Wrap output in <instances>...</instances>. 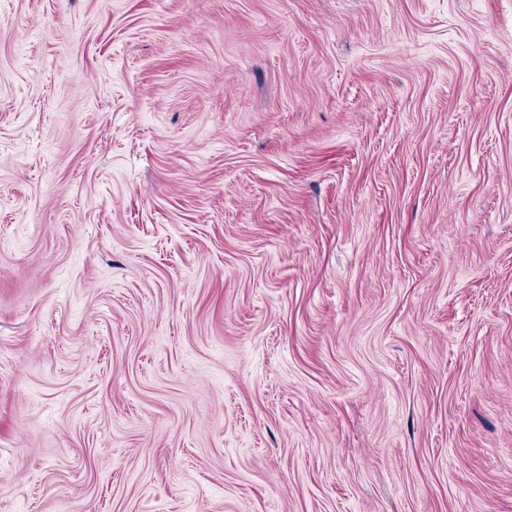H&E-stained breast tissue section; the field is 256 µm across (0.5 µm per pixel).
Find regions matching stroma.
I'll use <instances>...</instances> for the list:
<instances>
[{"label":"stroma","mask_w":512,"mask_h":512,"mask_svg":"<svg viewBox=\"0 0 512 512\" xmlns=\"http://www.w3.org/2000/svg\"><path fill=\"white\" fill-rule=\"evenodd\" d=\"M0 512H512V0H0Z\"/></svg>","instance_id":"obj_1"}]
</instances>
